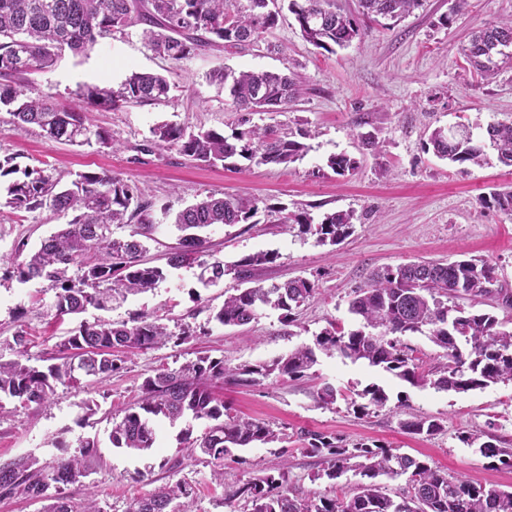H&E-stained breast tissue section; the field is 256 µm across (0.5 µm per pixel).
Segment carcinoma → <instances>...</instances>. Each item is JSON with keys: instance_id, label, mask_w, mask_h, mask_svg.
<instances>
[{"instance_id": "carcinoma-1", "label": "carcinoma", "mask_w": 512, "mask_h": 512, "mask_svg": "<svg viewBox=\"0 0 512 512\" xmlns=\"http://www.w3.org/2000/svg\"><path fill=\"white\" fill-rule=\"evenodd\" d=\"M358 15L336 9L335 0H0V107L11 122L38 127L50 141L109 146L112 137L87 124L84 113L91 109H116L125 104L156 105L169 99L170 85L157 73L134 72L114 89L84 85L68 103H57L38 88L21 81L34 70L52 67L62 52L83 55L96 43L115 33L143 25L145 47L179 63L213 47H246L258 43L277 26L284 12L294 16L302 38L329 53L345 48L361 36L362 19L398 22L421 5V0H357ZM512 49V21L479 30L462 52L470 65L486 77L500 71L502 50ZM210 82L224 90L228 104L238 112H274L288 107L300 95V85L286 74L271 71H226L209 75ZM152 144L175 147L198 165L217 166L240 157L256 165H290L309 151L303 129L278 132L253 125L224 133L208 129L191 131L164 123L152 130ZM484 139L497 159L512 167V123L494 122L485 128ZM428 144L440 159L451 163H487L484 145L470 127H436ZM328 167L338 176L357 168L345 154L328 158ZM488 202L512 216V188L493 190ZM260 200L228 194L209 195L188 205L176 216L181 232L178 246L168 254L167 267L144 260L145 240L151 238L154 220L151 202L140 187L116 176L83 173L70 184L40 167L26 168L23 178L6 188L4 206L16 211L50 209L70 212L66 228L51 234L39 248L24 253L19 245L9 258L12 276L21 283L45 279L55 289L51 310L54 317L84 312L87 308L110 309L128 296L155 290L167 280V268L197 265L198 281L207 287L222 280L224 263L202 260L207 240L201 232L214 226L247 224L258 213ZM354 215L338 211L315 224L306 212L285 218L304 231H312L318 242L336 245L353 228ZM131 226L128 235L115 237L112 226ZM274 255L258 252L234 264L237 280L251 282L252 270L270 263ZM77 267L80 275L69 270ZM315 283L294 278L268 287L257 284L235 289L224 298L213 319L224 327H239L257 320L270 308L280 312L281 323L293 322L294 311L314 298ZM494 297L512 308V292L499 283L495 266L486 259H464L448 263L414 261L373 272L364 286L355 290L349 312L358 326L346 330L328 323L316 335L314 346L300 345L270 361L231 367L224 358L200 355L177 368L161 369L144 379L139 399L124 409L112 428V445L139 454L155 447V422L175 423L187 417L206 424L194 434L188 423L180 432L181 455L164 465L177 472L183 461L197 453L209 457L221 471L232 448L284 441L286 434L253 418L232 415L216 389L227 382L257 385L275 377L300 380L310 376L317 363L316 351L334 353L352 362L362 361L412 385H430L437 391L466 393L512 381V329L507 330L493 314L468 310L448 300L478 303ZM428 332V339L442 350L439 361L425 370L399 337ZM27 332L13 336L14 357L0 358V395L27 407L49 404L57 385H75V371L86 376H110L120 372L126 358L141 351L180 345L193 333L183 327L174 332L158 319L141 316L120 324L98 321L82 323L61 344L59 362L45 368L24 359ZM346 401L354 414L366 416L371 408L389 400L385 389L370 384L348 394L326 383L316 390L324 408ZM401 427L415 435L433 436L441 431L430 418L405 420ZM305 451L323 459V475L336 480L349 471L363 478L357 491L338 498L313 493L289 495L283 473L250 479L225 496V504L244 500L250 512H512V491L498 486L475 485L465 477L450 476L430 461L397 452L376 442L349 444L332 433L302 431ZM459 440L476 446L482 457L496 468L512 469V448L491 441L475 444L477 437L463 433ZM62 455L45 466L29 457L0 461V498L30 497L48 502L45 512H73L63 487L84 476L96 442L86 439L71 453L57 442ZM405 478V486L391 493L376 478ZM190 489L177 481L160 487L130 505L129 512H191Z\"/></svg>"}]
</instances>
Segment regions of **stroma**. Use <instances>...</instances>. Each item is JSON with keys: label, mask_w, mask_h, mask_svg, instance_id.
<instances>
[{"label": "stroma", "mask_w": 512, "mask_h": 512, "mask_svg": "<svg viewBox=\"0 0 512 512\" xmlns=\"http://www.w3.org/2000/svg\"><path fill=\"white\" fill-rule=\"evenodd\" d=\"M455 0H422V5L393 27L371 22L362 37L329 53L306 43L293 16L254 46L211 50L173 63L147 50L139 28L100 40L87 54H64L55 66L28 74V81L57 101L68 102L78 87H113L134 71L165 75L171 90L166 103L127 105L88 112L89 124L108 131L113 147L97 143L70 145L48 141L34 126L9 123L0 111V160L17 169L47 165L68 181L78 173H106L137 184L152 202L156 230L147 243L146 258L165 265L166 255L180 236L175 215L211 193L261 199L265 207L254 222L220 226L206 233L207 261L236 264L260 251L275 253L273 262L256 267L254 279L268 286L304 277L318 287L310 302L290 324L269 311L244 327L217 324L212 315L226 294L239 285L226 274L218 285L200 289L197 267L170 270L153 291L128 296L109 310L57 321L50 315L54 292L50 282L20 283L11 277L7 257L18 243L35 248L40 240L68 223L69 214L44 209L19 212L0 208V355L12 357L13 336L29 333L26 355L32 365L53 364L58 344L80 323L100 320L128 322L141 314L169 326L190 327L184 344L140 352L128 358L112 377L83 379L78 386H58L53 402L43 407H17L0 399V458L31 456L45 464L55 459L57 441L77 448L82 439L96 441L94 457L80 482L65 486L74 508L95 498L102 512H128L131 502L154 489L183 481L192 489L193 512H244L243 502L224 504V497L246 480L286 472L287 488L305 496L352 494L355 475L331 481L322 478L324 463L307 454L300 431L335 434L346 442L376 441L399 452L430 458L448 474H461L477 484L512 487V470L491 468L487 459L460 439L478 432L485 440L512 446V382L468 393L415 387L398 378L339 356L319 355L311 377L270 378L253 386L225 385L221 392L232 412L269 423L289 435L286 446L260 445L232 450L224 460V477L216 479L203 458H188L180 472L162 469L161 462L179 448V426L162 423L158 446L151 455L114 447L110 434L121 408L140 394L144 378L163 367H176L208 353L229 365L253 364L313 344L328 322L354 328L348 302L354 288L370 274L417 258L456 260L472 256L491 260L501 282L512 285V217L486 205L495 187L512 186V168L492 163L477 167L451 164L426 149V129L468 124L474 136L498 121H512V64L490 79L466 61L462 49L474 31L512 16V0H468L453 23H446ZM294 73L302 93L283 112L252 115L251 121L283 132L308 130L309 151L294 164L208 167L191 163L176 148L138 152L153 128L167 122L191 130L215 129L232 134L242 113L224 102L209 73L220 67ZM375 146H368L367 138ZM344 153L359 162L356 172L335 175L328 156ZM340 210L354 212L353 231L341 244L323 246L298 225L283 221L287 213L314 218ZM349 391L370 384L389 394L385 406L357 417L344 401L325 409L314 394L323 384ZM95 415H87V402ZM430 417L442 425L437 435L407 433L401 421Z\"/></svg>", "instance_id": "1"}]
</instances>
